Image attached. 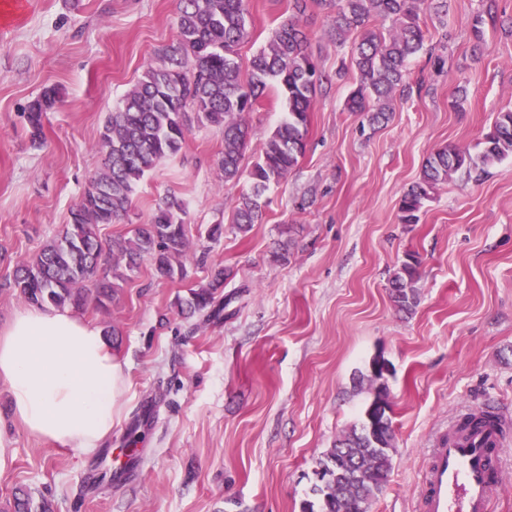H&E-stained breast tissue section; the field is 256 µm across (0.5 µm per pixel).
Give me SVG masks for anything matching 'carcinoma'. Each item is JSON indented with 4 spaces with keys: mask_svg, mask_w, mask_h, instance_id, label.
<instances>
[{
    "mask_svg": "<svg viewBox=\"0 0 512 512\" xmlns=\"http://www.w3.org/2000/svg\"><path fill=\"white\" fill-rule=\"evenodd\" d=\"M249 2L178 0V39L162 51L161 65L148 67L106 119L97 143L104 155L103 167L71 210L70 223L30 261L17 266L4 289L35 305L80 308L89 296L87 282L94 281L95 299L104 306L146 259L160 278H185L186 263L191 261L190 229L181 196L168 193L160 198L146 223L107 246L100 239L99 226L127 215L144 177L180 154L193 119L224 130V151L217 166L224 181L240 180L251 135L243 114L255 111L266 88L275 85L288 103V115L266 136L248 173L250 190L234 207L239 232L246 234L261 221L264 192L284 179L305 153L323 75L308 53L307 33L295 17L274 29L251 57L247 74H242L237 50L251 39ZM329 4L336 7V40L344 41L351 32L358 35L351 61L359 80L349 93L347 110L366 113L372 126L385 123L394 93L407 87V62L424 48L420 13L427 0H329ZM387 18L393 20L394 29L385 34L375 22ZM59 99L56 88H47L29 105L25 118L32 143L42 141L44 116ZM510 155L512 109L498 113L484 136L479 159L488 165ZM472 163L470 154L452 144L431 153L419 180L401 199V223H417L430 191ZM419 267L418 257L409 255L389 279L390 299L400 312L409 313L417 306ZM225 279L224 270L215 271L207 283L190 289L188 299H177L176 306L189 317L202 313L209 320L220 318L224 303L216 300V294ZM368 382L373 399L359 424L336 439L320 460L327 479L313 489L318 501L305 503L302 512H358L361 504L374 502L383 492L395 436L386 412L371 428L368 415L386 394L387 385L371 375ZM32 504L30 493L21 488L13 494L7 512H33Z\"/></svg>",
    "mask_w": 512,
    "mask_h": 512,
    "instance_id": "obj_1",
    "label": "carcinoma"
}]
</instances>
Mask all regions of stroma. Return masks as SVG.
Returning <instances> with one entry per match:
<instances>
[{
  "label": "stroma",
  "mask_w": 512,
  "mask_h": 512,
  "mask_svg": "<svg viewBox=\"0 0 512 512\" xmlns=\"http://www.w3.org/2000/svg\"><path fill=\"white\" fill-rule=\"evenodd\" d=\"M480 0L427 8V52L409 60L411 93L395 94L388 123L346 109L357 80L350 47L329 32L335 8L308 0V50L324 75L303 158L270 184L261 223L236 231L234 205L248 179L216 166L222 129L192 125L182 152L149 172L125 218L100 238L129 235L157 200L188 204L191 246L205 264L161 279L143 261L120 300L82 315L116 327L112 434L86 456L30 436L10 418L0 385V426L12 459L0 471V512L16 488L45 496L52 512H302L314 471L370 394L358 373L381 355L392 367L395 449L389 482L372 512H419L434 442L483 405L512 408V156L471 165L434 188L419 221L399 206L426 158L452 143L479 156L499 112L512 108V0H497L496 25L477 43ZM177 0H0V281L31 260L70 221L102 166L95 149L109 112L159 51L178 38ZM248 63L292 18V0H250ZM61 101L31 143L24 112L45 88ZM269 88L246 117L250 169L265 136L285 117ZM223 235L209 239L213 224ZM290 226L288 259L274 262ZM421 260L419 302L398 311L389 277L406 254ZM229 271L221 319L182 315L176 299ZM137 429L135 469L124 465Z\"/></svg>",
  "instance_id": "stroma-1"
}]
</instances>
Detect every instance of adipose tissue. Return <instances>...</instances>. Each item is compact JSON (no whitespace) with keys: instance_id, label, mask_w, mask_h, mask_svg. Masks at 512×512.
<instances>
[{"instance_id":"ef3b65f1","label":"adipose tissue","mask_w":512,"mask_h":512,"mask_svg":"<svg viewBox=\"0 0 512 512\" xmlns=\"http://www.w3.org/2000/svg\"><path fill=\"white\" fill-rule=\"evenodd\" d=\"M114 377L102 329L75 313L31 305L0 329V384L34 437L94 453L112 433Z\"/></svg>"}]
</instances>
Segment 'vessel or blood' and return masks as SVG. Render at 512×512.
<instances>
[{"instance_id": "1", "label": "vessel or blood", "mask_w": 512, "mask_h": 512, "mask_svg": "<svg viewBox=\"0 0 512 512\" xmlns=\"http://www.w3.org/2000/svg\"><path fill=\"white\" fill-rule=\"evenodd\" d=\"M505 418L479 429H449L431 450L420 512H492L505 447Z\"/></svg>"}]
</instances>
